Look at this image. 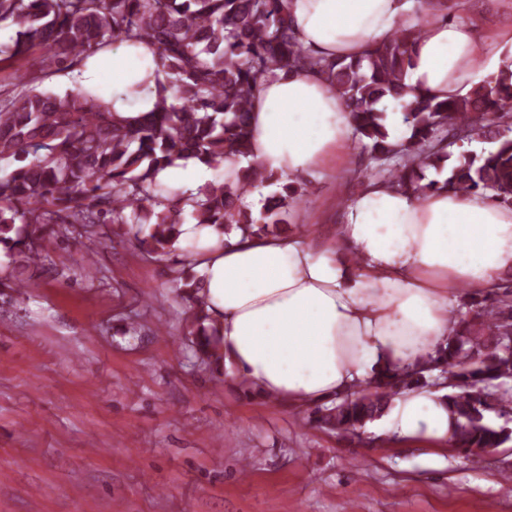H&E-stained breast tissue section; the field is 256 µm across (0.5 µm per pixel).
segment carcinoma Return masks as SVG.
<instances>
[{
    "label": "carcinoma",
    "instance_id": "cac0c4a2",
    "mask_svg": "<svg viewBox=\"0 0 512 512\" xmlns=\"http://www.w3.org/2000/svg\"><path fill=\"white\" fill-rule=\"evenodd\" d=\"M431 15L400 27L392 39L348 62L316 57L297 41L287 0H0V24L14 30L0 42V63L26 62L32 69H71L105 47L144 45L154 55V109L122 117L85 89L64 93L33 88L0 98V244L9 249L3 288H25L44 268L47 227L86 247L95 263L97 227L117 224L144 253L166 260L177 251V226L190 217L242 238L288 230L290 210L303 194L297 181L265 199L256 218L245 196L281 177L257 160L235 177L194 192L175 191L158 179L180 161L196 159L210 169L247 157L252 99L263 79L277 70L315 69L327 76L352 107L354 134L384 166L382 181L417 197L429 192L460 194L492 190L512 205V138L500 131L512 118V70L501 72L467 95L438 101L424 93L401 101L410 66V45ZM398 103L410 135L389 141L388 113L377 105ZM492 140L493 149L448 152L450 140ZM444 174L426 180L427 170ZM191 300L186 339L197 360L220 366V333L196 297L197 278L180 270ZM471 296L476 309L453 316L452 335L411 368L390 365L364 388L311 411V421L336 433H353L381 418L403 390L448 381L442 397L454 430V447L475 463L484 452L512 439L489 414L512 417V301Z\"/></svg>",
    "mask_w": 512,
    "mask_h": 512
}]
</instances>
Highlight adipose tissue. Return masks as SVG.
Segmentation results:
<instances>
[{
  "instance_id": "obj_1",
  "label": "adipose tissue",
  "mask_w": 512,
  "mask_h": 512,
  "mask_svg": "<svg viewBox=\"0 0 512 512\" xmlns=\"http://www.w3.org/2000/svg\"><path fill=\"white\" fill-rule=\"evenodd\" d=\"M297 40L329 59L360 57L397 27L415 25L408 0H288ZM411 48L405 82L440 100L465 94L467 61L486 45L475 24L446 20L444 4ZM112 107L150 111L159 76L152 52L121 45L111 62ZM251 156L266 171L305 176L347 151L353 119L325 75L302 68L264 78L252 102ZM197 242L199 293L216 319L225 365L255 394L310 406L355 389L386 364H415L447 339L448 286L491 293L512 278V208L492 192L418 199L377 183L342 209L339 239L312 246L296 235L241 241L211 225H179ZM406 439L448 441L437 394L409 390L387 412Z\"/></svg>"
}]
</instances>
